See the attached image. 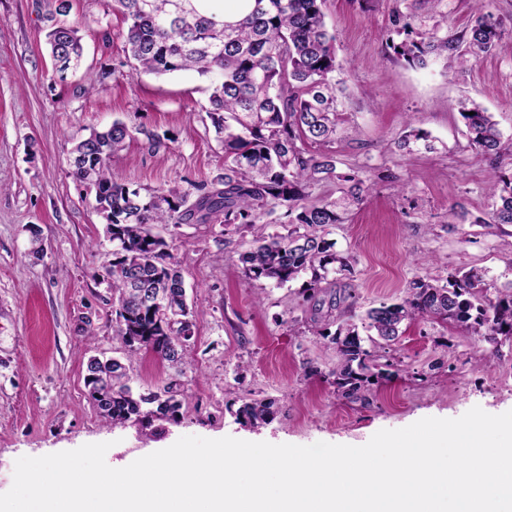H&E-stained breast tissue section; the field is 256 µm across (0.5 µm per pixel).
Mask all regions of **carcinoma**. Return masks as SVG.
<instances>
[{"mask_svg": "<svg viewBox=\"0 0 512 512\" xmlns=\"http://www.w3.org/2000/svg\"><path fill=\"white\" fill-rule=\"evenodd\" d=\"M47 33L55 70L61 74L81 64L78 29L63 21L70 0H56ZM216 0H113L122 17L124 51L133 59L132 74L166 76L180 71L217 73L206 108L215 133L224 145V175L214 187L160 186L141 193L114 180L108 163L126 144L143 134L153 148L162 141L149 132L116 120L104 131H92L73 147V175L95 191L98 208L109 221L112 262L102 270L111 281L116 334L130 353L149 352L180 375L186 348L193 338L196 313L187 303L184 281L171 261L169 244L152 230L155 224L177 228L194 216L214 219L224 227L247 228L252 247L240 254L246 277L282 287L307 276L311 291L329 276L350 273V258L335 250L325 227L343 223L351 207L360 204L370 186L356 175L337 172L336 154L329 145L336 136L338 95L334 73L335 37L327 28L325 0H243L242 13L226 18ZM477 4L474 24L457 38L448 37L447 15L422 30L414 15L396 12L394 32L404 36L393 45L405 61L422 68L429 56L455 51L467 43L469 64L499 47L503 23ZM472 144L498 159L512 157L493 117L474 104L461 112ZM349 183L338 198L311 201L312 190L330 180ZM489 189L496 198L486 233L512 224V174L495 172ZM199 192L189 202L193 192ZM283 209L286 233L266 230L264 217ZM486 271L458 272L440 285L418 279L401 301L382 303L365 313L364 329L374 350L364 346L358 324L340 322L316 335L336 345L340 363L334 372L338 395L356 400L372 378L388 375L405 322L418 317L437 320L473 334L512 338V286L490 295ZM88 398L97 413L114 425L158 432L157 420L180 422L181 401L176 381L162 389L135 392L124 364L92 358L85 375ZM273 403L255 400L235 412L242 424H269Z\"/></svg>", "mask_w": 512, "mask_h": 512, "instance_id": "cac0c4a2", "label": "carcinoma"}]
</instances>
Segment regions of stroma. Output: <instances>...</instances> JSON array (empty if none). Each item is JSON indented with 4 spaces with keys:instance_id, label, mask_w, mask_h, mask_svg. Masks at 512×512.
Wrapping results in <instances>:
<instances>
[{
    "instance_id": "obj_1",
    "label": "stroma",
    "mask_w": 512,
    "mask_h": 512,
    "mask_svg": "<svg viewBox=\"0 0 512 512\" xmlns=\"http://www.w3.org/2000/svg\"><path fill=\"white\" fill-rule=\"evenodd\" d=\"M71 3L84 59L62 80L45 38L54 0H0V493L12 485L17 458L88 443H112L110 464L188 435L361 446L379 430L426 417L457 418L476 406L494 415L512 410V340L494 346L417 319L394 354L392 378L351 402L336 391L335 346L312 333L400 301L416 279L480 268L496 287L512 284V225L495 235L481 225L493 209L487 184L495 163L471 144L461 117L480 104L512 137V0L492 2L504 28L499 48L464 70L452 56L411 66L389 38L394 11L428 16L438 8L448 14L449 35H461L473 23V0L438 8L432 0H326L340 88L337 170L359 172L371 186L343 223L327 229L354 272L311 294L298 280L278 287L244 275L239 256L251 246L249 231L194 219L161 228L198 313L180 376L152 356L128 354L113 331L112 289L92 276L112 258L107 219L74 178L70 151L73 139L122 119L145 134L113 157L118 182L212 183L224 172V148L205 112L209 83L192 72L131 76L112 0ZM413 130L427 133L434 151L400 149ZM149 132L163 148L150 149ZM93 357L120 359L136 391L179 380L181 422L149 438L106 424L85 394ZM254 399L273 401L272 423H236V410Z\"/></svg>"
}]
</instances>
